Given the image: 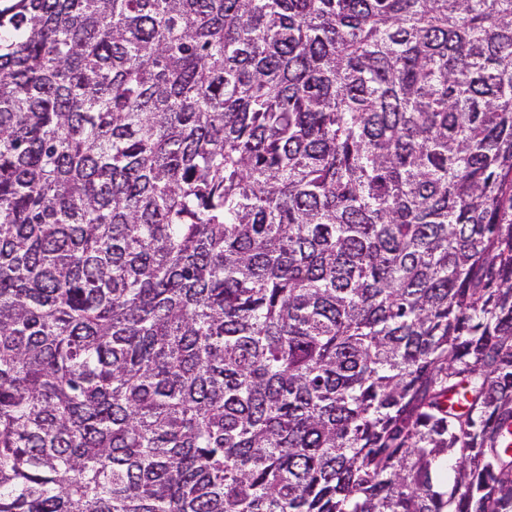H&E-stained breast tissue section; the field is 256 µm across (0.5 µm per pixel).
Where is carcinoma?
Returning <instances> with one entry per match:
<instances>
[{
	"instance_id": "obj_1",
	"label": "carcinoma",
	"mask_w": 512,
	"mask_h": 512,
	"mask_svg": "<svg viewBox=\"0 0 512 512\" xmlns=\"http://www.w3.org/2000/svg\"><path fill=\"white\" fill-rule=\"evenodd\" d=\"M0 512H512V0H0Z\"/></svg>"
}]
</instances>
